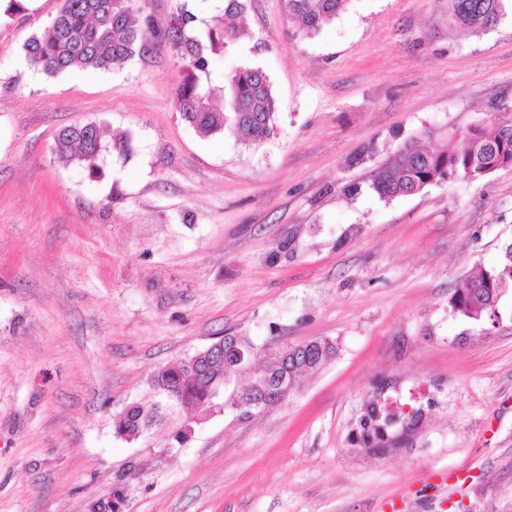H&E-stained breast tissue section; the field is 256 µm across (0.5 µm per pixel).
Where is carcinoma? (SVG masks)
I'll return each instance as SVG.
<instances>
[{
  "label": "carcinoma",
  "mask_w": 512,
  "mask_h": 512,
  "mask_svg": "<svg viewBox=\"0 0 512 512\" xmlns=\"http://www.w3.org/2000/svg\"><path fill=\"white\" fill-rule=\"evenodd\" d=\"M288 12L300 19L308 36L318 34L339 15L346 0H286ZM509 0H448V22L472 32L495 26L506 14ZM149 0H62L52 24L41 35L24 44L28 64L48 77L70 70H106L118 61L155 48L166 50L181 62L176 100L183 119L199 133L211 135L225 130L239 140L259 142L270 135L275 121V104L268 76L259 68L239 67L224 76L228 98L215 102L211 91L210 56L223 53L244 35L217 22L204 31L196 30V16L184 10L160 27L147 10ZM146 28L154 42L138 43ZM54 151L74 155L91 172L108 148L100 128L91 122L62 128L56 135ZM512 167V118L492 132L481 126L448 132L430 149L403 146L379 171L373 189L391 201L414 195L451 176L481 181L491 173ZM512 268L509 261L491 271L466 280L450 298L461 315L481 321L490 316L504 289L499 275ZM156 399L148 405L126 407L116 421V433L124 437L138 430L150 435L156 429L177 426L183 414L212 408L207 400L206 380L177 360L151 379Z\"/></svg>",
  "instance_id": "carcinoma-1"
}]
</instances>
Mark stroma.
Masks as SVG:
<instances>
[{"label": "stroma", "instance_id": "obj_1", "mask_svg": "<svg viewBox=\"0 0 512 512\" xmlns=\"http://www.w3.org/2000/svg\"><path fill=\"white\" fill-rule=\"evenodd\" d=\"M22 4L0 18V512H512V287L492 320L449 305L512 248V169L371 188L404 144L512 110V13L471 35L448 0H348L308 37L285 0H250L210 61L269 77L273 132L245 144L182 119L168 53L34 71L23 46L60 0ZM148 9L208 20L224 0ZM79 122L130 153L94 174L58 156ZM225 335L257 367L316 339L335 354L186 442L116 435L159 367Z\"/></svg>", "mask_w": 512, "mask_h": 512}]
</instances>
